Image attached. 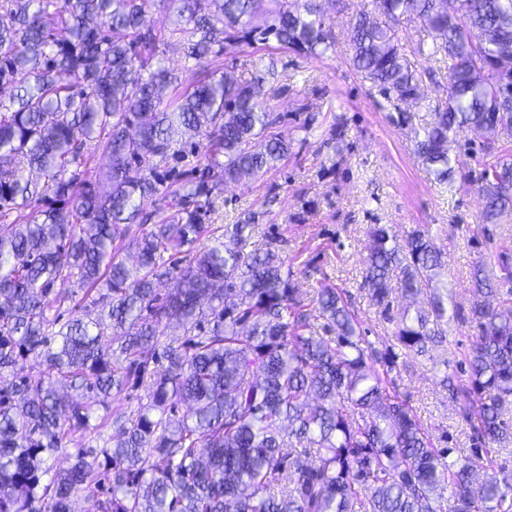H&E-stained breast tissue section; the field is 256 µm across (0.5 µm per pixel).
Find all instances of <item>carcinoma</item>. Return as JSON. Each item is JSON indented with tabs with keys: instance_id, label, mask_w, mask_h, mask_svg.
<instances>
[{
	"instance_id": "1",
	"label": "carcinoma",
	"mask_w": 512,
	"mask_h": 512,
	"mask_svg": "<svg viewBox=\"0 0 512 512\" xmlns=\"http://www.w3.org/2000/svg\"><path fill=\"white\" fill-rule=\"evenodd\" d=\"M161 2L167 30L148 23ZM377 3L351 27V68L387 100L422 101L394 24L431 35L418 52L448 58L447 97L428 108L417 153L450 182L451 145L483 126L479 151L494 161L464 181L481 223H501L512 213V0ZM172 38L183 56L159 57ZM248 38L310 58L336 42L318 0H0V88L13 90L0 99V512H75L78 491L102 494L100 512H512V473L487 457L512 444L509 254L476 261L480 299L450 313L434 238L374 225L369 302L390 316L397 283L428 304L404 308L376 347L342 290L323 285L304 303L277 237L253 240L252 217L206 222L219 186L257 180L291 149L270 132L280 117L265 77L211 68L215 47ZM185 71L192 84L168 100ZM190 157L185 173L169 165ZM152 197L163 205L147 212ZM64 280L95 314L73 307L61 321ZM459 321L478 331L457 364L467 377L445 359L443 381L470 447L439 448L395 374ZM130 388L147 403L112 414V447L51 472L68 435L105 425L91 423L94 407Z\"/></svg>"
}]
</instances>
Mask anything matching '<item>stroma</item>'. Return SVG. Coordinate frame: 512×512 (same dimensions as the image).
<instances>
[{
	"mask_svg": "<svg viewBox=\"0 0 512 512\" xmlns=\"http://www.w3.org/2000/svg\"><path fill=\"white\" fill-rule=\"evenodd\" d=\"M372 0H338L327 22L336 34V51L303 58L276 42L229 46L215 58L221 69L249 77L253 69L272 70L264 85L271 112L281 118L278 131L292 141L288 157L246 184L225 185L215 195L212 223L231 224L240 214L259 213V233L279 237L303 298L321 283L350 296L370 342L390 337L394 318L405 307L394 299L392 320H384L360 289L368 230L392 225L397 237L423 230L443 251L451 302L468 310L475 300L470 287L473 264L490 248L512 253V219L492 231L479 220L476 195L463 184L478 175L482 135L460 134L452 154V185L437 183L416 152L415 131L426 108L444 102L448 79L438 69L425 81V104H387L350 64V23ZM476 330L451 328L445 348L433 359L418 358L396 378L397 391L435 439L464 447L468 424L459 418L442 383L443 360L458 361Z\"/></svg>",
	"mask_w": 512,
	"mask_h": 512,
	"instance_id": "stroma-1",
	"label": "stroma"
}]
</instances>
